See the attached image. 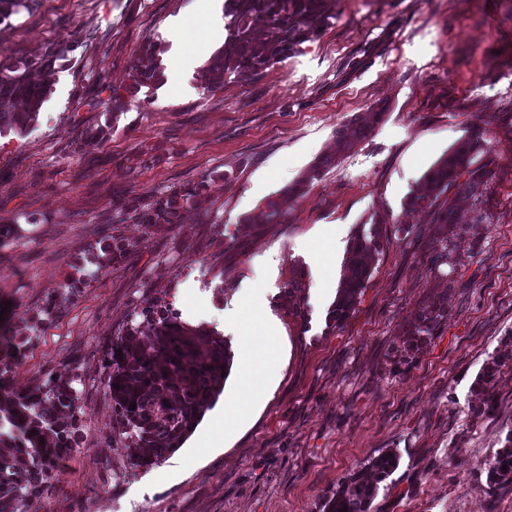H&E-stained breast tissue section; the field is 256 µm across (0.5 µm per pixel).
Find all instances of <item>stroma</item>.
Returning a JSON list of instances; mask_svg holds the SVG:
<instances>
[{"label":"stroma","instance_id":"35a3bbf8","mask_svg":"<svg viewBox=\"0 0 512 512\" xmlns=\"http://www.w3.org/2000/svg\"><path fill=\"white\" fill-rule=\"evenodd\" d=\"M190 0H38L0 24V48L25 57L70 51L36 121L0 135V356L34 384L80 373L79 445L24 512H322L326 496L384 451L399 457L370 512H512V485L492 488L487 461L512 431V360L484 410L477 379L512 352V0H336L329 19L288 57L248 81L201 87L171 68L133 90L132 68L161 47L172 17L203 49L207 20ZM110 83L117 99L101 94ZM387 107L366 139L339 151L336 132ZM481 131L492 178L457 206L452 244L404 209L425 171ZM336 159L282 224L236 237L243 216L298 179L316 156ZM205 209L179 223L139 212L197 183ZM343 229L323 238L324 225ZM383 229L353 312L330 318L353 237ZM117 241L119 255H90ZM449 262L437 264L441 254ZM300 283V296L289 294ZM267 293L286 336L269 353L274 384L223 447L192 438L150 467L126 449L103 359L126 326L174 303L181 321L224 329L242 288ZM65 294L29 334L24 320ZM448 316L407 358L395 355L420 305Z\"/></svg>","mask_w":512,"mask_h":512}]
</instances>
